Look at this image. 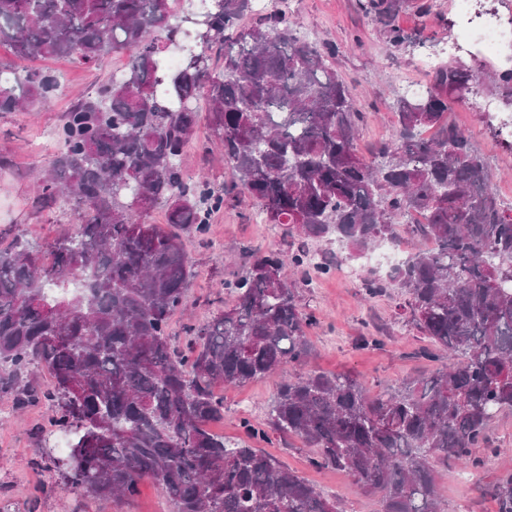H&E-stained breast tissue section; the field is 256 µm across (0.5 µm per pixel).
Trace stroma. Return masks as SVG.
<instances>
[{
	"instance_id": "1",
	"label": "stroma",
	"mask_w": 512,
	"mask_h": 512,
	"mask_svg": "<svg viewBox=\"0 0 512 512\" xmlns=\"http://www.w3.org/2000/svg\"><path fill=\"white\" fill-rule=\"evenodd\" d=\"M263 3L268 13L288 8L300 24L301 36L335 46L329 62L361 114L357 149L370 160L391 138L393 108L404 94L403 83L432 84L434 71L425 67V59L470 66L475 76L472 91L452 106L448 121L469 132L475 152L494 177L499 197L505 206H512V140L497 134L501 118L512 116V109L503 105L506 95L512 94V83L489 79L491 73L512 67V58L475 47L461 53L449 51V42L463 41L466 29L455 0H400L391 23L408 40L398 47L388 44L383 25L360 10L358 0ZM125 64V55L110 51L91 67L67 58L19 61L22 69L55 71L61 88L49 104L35 111L0 114L1 248L19 234L43 252L49 243L73 231L75 220L66 205H38L42 188L34 172L45 167L44 148L54 141L65 113L77 101L95 95L112 72ZM196 110L199 122L184 150L182 171L188 181L204 178L218 190L230 182L232 173L210 125L207 99H199ZM265 247L287 249L288 239L282 227L265 223L260 206L244 195L227 200L211 214L205 236L187 239L195 277L186 306L171 318L174 345H186L187 326L206 322L230 304L224 280L241 273L246 252ZM309 278L310 285L300 290L301 305L313 317L307 331L311 354L306 369L352 374L372 393L435 370V362L421 355L426 342L402 309L405 297L400 289L368 298L361 288L363 273L348 279L338 266L325 274L310 270ZM368 336L378 337L379 345L365 344ZM277 382L271 376L241 388H221L224 422L219 433L239 437L241 420L262 421ZM52 417L51 407L42 401L0 417V503L10 512H171L166 497L149 483L141 486L136 497L124 501L71 489L65 471L56 466L67 453V439L56 430ZM488 438L485 447L474 449L473 464L453 466L444 476L445 512H497L485 487L512 469V412L494 419ZM253 445L278 456L325 495L341 502L344 512H377L375 497L365 494L347 473L311 466V451L299 440L286 441L272 434L254 440Z\"/></svg>"
}]
</instances>
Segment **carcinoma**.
I'll list each match as a JSON object with an SVG mask.
<instances>
[{
    "instance_id": "cac0c4a2",
    "label": "carcinoma",
    "mask_w": 512,
    "mask_h": 512,
    "mask_svg": "<svg viewBox=\"0 0 512 512\" xmlns=\"http://www.w3.org/2000/svg\"><path fill=\"white\" fill-rule=\"evenodd\" d=\"M359 6L392 46L407 40L389 24L396 0ZM258 14L256 0H211L181 17L170 0H0V44L18 58L129 59L55 132L40 201L66 203L75 230L50 246V264L22 239L0 249V366L11 368L0 399L54 409L55 426L71 434L68 453L81 458L70 485L97 497L129 499L149 481L173 512H342L249 444L272 432L379 496L380 512H444L442 470L469 461L497 414L512 410V207L469 134L446 120L472 75L439 64L431 87L397 100L388 161L370 162L358 153L361 113L328 64L331 49L298 38L286 9L242 24ZM162 35L180 38L188 62L164 65ZM59 87L53 72L21 74L0 61V113L44 106ZM203 95L232 172L219 192L185 181L180 166ZM431 128L437 136L423 137ZM231 194L259 202L298 246L256 251L224 281L234 302L189 326L181 354L169 320L193 277L184 236L205 233ZM157 206L167 224L142 222ZM403 234L412 250L362 288L370 298L401 289L429 342L423 355L440 366L373 395L346 373L296 371L309 351L311 317L298 295L309 244L343 242L356 260ZM34 366L52 374V389L36 390ZM277 373L263 422L242 420L237 440L213 431L224 421L217 386ZM490 493L498 512H512V471Z\"/></svg>"
}]
</instances>
